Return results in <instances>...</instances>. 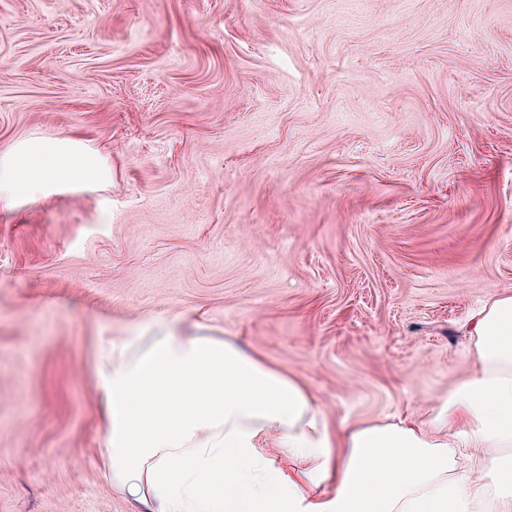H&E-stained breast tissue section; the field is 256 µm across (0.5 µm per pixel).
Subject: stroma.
<instances>
[{
    "instance_id": "obj_1",
    "label": "stroma",
    "mask_w": 512,
    "mask_h": 512,
    "mask_svg": "<svg viewBox=\"0 0 512 512\" xmlns=\"http://www.w3.org/2000/svg\"><path fill=\"white\" fill-rule=\"evenodd\" d=\"M0 512H145L102 472L105 339L204 317L335 425L421 410L512 289V0H0ZM100 158L67 139H29L0 156V202L30 199L52 190L88 187L105 180Z\"/></svg>"
}]
</instances>
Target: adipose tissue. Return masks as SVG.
Returning a JSON list of instances; mask_svg holds the SVG:
<instances>
[{"mask_svg": "<svg viewBox=\"0 0 512 512\" xmlns=\"http://www.w3.org/2000/svg\"><path fill=\"white\" fill-rule=\"evenodd\" d=\"M74 142L0 156V202L105 180ZM179 314L108 341L97 364L103 474L150 512H512V290L465 334L470 376L422 413L332 428L296 376Z\"/></svg>", "mask_w": 512, "mask_h": 512, "instance_id": "ef3b65f1", "label": "adipose tissue"}]
</instances>
